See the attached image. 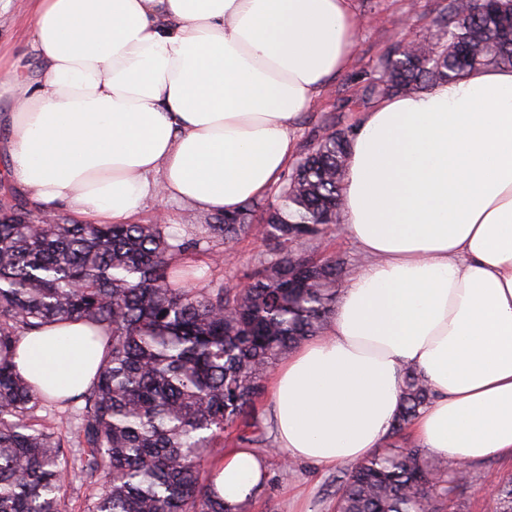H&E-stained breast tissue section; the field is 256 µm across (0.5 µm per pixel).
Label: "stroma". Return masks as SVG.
I'll use <instances>...</instances> for the list:
<instances>
[{
    "instance_id": "35a3bbf8",
    "label": "stroma",
    "mask_w": 512,
    "mask_h": 512,
    "mask_svg": "<svg viewBox=\"0 0 512 512\" xmlns=\"http://www.w3.org/2000/svg\"><path fill=\"white\" fill-rule=\"evenodd\" d=\"M446 0H352L360 26L352 48L350 67L328 79L316 105L303 113L295 136L297 154L305 156L315 137L325 128L356 127L364 112L359 102L363 87L375 77L381 60L402 41L434 40L438 20ZM30 0H11L0 10V56L25 66L32 61L30 49ZM266 242L259 232L231 243L211 242L208 252L229 254L221 268L207 264V254H199L196 277L199 286L246 283L247 272L265 257ZM303 252L312 258L333 257L350 274L362 261L356 245L342 225L332 226L326 234L306 241ZM266 459L267 477L255 495L243 503L242 512H334L336 478L341 467L322 468L305 462L288 461L275 445L261 450ZM512 476V467L487 461L467 470L464 481L450 490H438L441 512H494L495 502L487 483Z\"/></svg>"
}]
</instances>
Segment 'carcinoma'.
<instances>
[{
  "mask_svg": "<svg viewBox=\"0 0 512 512\" xmlns=\"http://www.w3.org/2000/svg\"><path fill=\"white\" fill-rule=\"evenodd\" d=\"M493 13L448 0L437 42L393 51L365 90V103L415 94L475 66L512 69V0ZM350 134L331 130L284 183L277 202L248 203L185 238L169 224H70L27 198L0 208V512H65L64 477L99 486L89 512H226L207 457L236 428L249 448L268 443L251 416L254 399L288 352L323 333L336 303L334 258L313 261L297 245L340 223ZM262 208L267 257L248 287L197 288L200 240L230 242L253 231ZM104 329L107 356L93 385L68 399L76 444L36 423L43 400L17 370V337L46 324ZM434 396L418 372L401 383L392 433ZM457 481L453 462L426 463L413 445L368 457L336 479V512H439L433 493ZM495 512H512V477L496 482Z\"/></svg>",
  "mask_w": 512,
  "mask_h": 512,
  "instance_id": "1",
  "label": "carcinoma"
}]
</instances>
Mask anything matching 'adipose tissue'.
<instances>
[{
    "label": "adipose tissue",
    "mask_w": 512,
    "mask_h": 512,
    "mask_svg": "<svg viewBox=\"0 0 512 512\" xmlns=\"http://www.w3.org/2000/svg\"><path fill=\"white\" fill-rule=\"evenodd\" d=\"M35 78L0 81L8 176L44 212L130 223L150 201L218 213L287 169L293 132L345 71L350 0H33ZM340 222L362 262L324 335L270 382L288 460L326 467L390 434L410 370L434 397L411 424L434 456L512 463V69L478 66L364 113ZM79 322L17 341L20 373L61 399L103 360ZM226 507L266 478L254 449L216 465Z\"/></svg>",
    "instance_id": "obj_1"
}]
</instances>
